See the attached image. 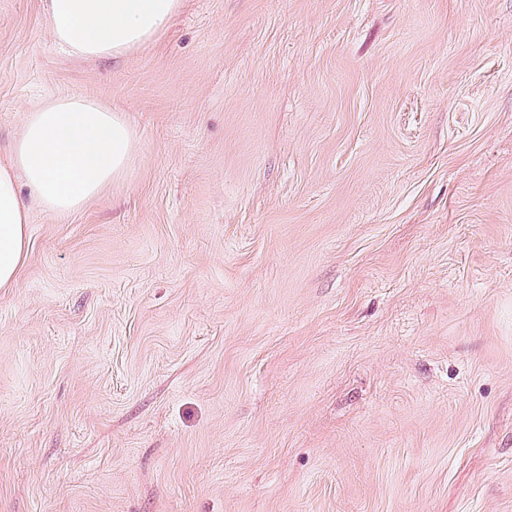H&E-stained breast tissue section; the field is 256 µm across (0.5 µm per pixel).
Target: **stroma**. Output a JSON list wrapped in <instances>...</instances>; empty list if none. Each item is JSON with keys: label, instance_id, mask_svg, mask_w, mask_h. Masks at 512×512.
Segmentation results:
<instances>
[{"label": "stroma", "instance_id": "35a3bbf8", "mask_svg": "<svg viewBox=\"0 0 512 512\" xmlns=\"http://www.w3.org/2000/svg\"><path fill=\"white\" fill-rule=\"evenodd\" d=\"M63 95L137 153L29 204L0 512H512V0H183L113 60L0 0V161Z\"/></svg>", "mask_w": 512, "mask_h": 512}]
</instances>
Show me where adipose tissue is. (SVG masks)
<instances>
[{
    "mask_svg": "<svg viewBox=\"0 0 512 512\" xmlns=\"http://www.w3.org/2000/svg\"><path fill=\"white\" fill-rule=\"evenodd\" d=\"M55 41L79 59L119 58L154 42L181 0H44ZM136 133L124 112L62 96L27 113L0 164V288L19 277L28 253V213L19 188L58 216L80 210L127 174Z\"/></svg>",
    "mask_w": 512,
    "mask_h": 512,
    "instance_id": "ef3b65f1",
    "label": "adipose tissue"
}]
</instances>
